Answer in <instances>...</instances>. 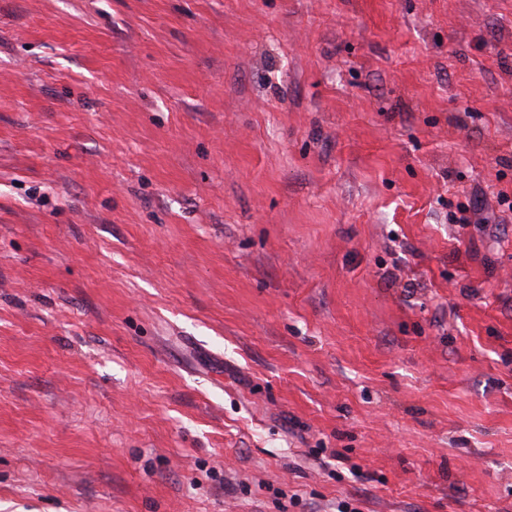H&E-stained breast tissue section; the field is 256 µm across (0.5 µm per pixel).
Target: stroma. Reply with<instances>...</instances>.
I'll return each mask as SVG.
<instances>
[{
  "label": "stroma",
  "instance_id": "35a3bbf8",
  "mask_svg": "<svg viewBox=\"0 0 512 512\" xmlns=\"http://www.w3.org/2000/svg\"><path fill=\"white\" fill-rule=\"evenodd\" d=\"M342 500L512 512V0H0V512Z\"/></svg>",
  "mask_w": 512,
  "mask_h": 512
}]
</instances>
